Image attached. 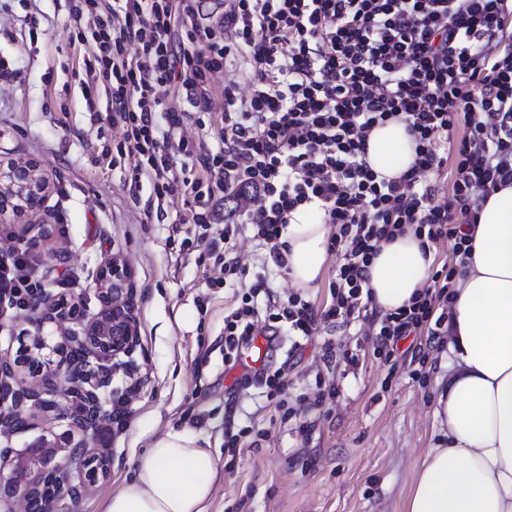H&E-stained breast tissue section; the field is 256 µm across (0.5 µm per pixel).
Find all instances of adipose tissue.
<instances>
[{"instance_id": "ef3b65f1", "label": "adipose tissue", "mask_w": 512, "mask_h": 512, "mask_svg": "<svg viewBox=\"0 0 512 512\" xmlns=\"http://www.w3.org/2000/svg\"><path fill=\"white\" fill-rule=\"evenodd\" d=\"M415 159L402 121L375 127L367 161L400 177ZM315 205L299 206L280 236L284 269L303 288L317 287L328 227ZM472 258L448 305L451 373L436 399L441 441L419 463L403 512H512V184L479 205L468 225ZM433 259L413 230L381 242L368 286L378 308L409 305L427 286ZM199 434L171 429L155 438L104 504V512H208L218 459Z\"/></svg>"}]
</instances>
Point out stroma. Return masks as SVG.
<instances>
[{
	"mask_svg": "<svg viewBox=\"0 0 512 512\" xmlns=\"http://www.w3.org/2000/svg\"><path fill=\"white\" fill-rule=\"evenodd\" d=\"M72 0H0V159L36 163L50 192L35 221L51 231L40 252L46 289L81 303L100 304L94 288L102 262L118 254L133 274L139 345L132 356L139 393L121 427L104 424L94 443L109 466L106 479L72 501L70 512H102L104 500L132 477L153 436L173 427L200 433L219 457L210 512H402L418 460L437 441L436 393L448 381L447 347L426 348L422 335L395 366L373 355L369 321L331 331L318 325L295 351L245 347L224 359V313L239 299L237 286L210 287L216 272L199 249L186 246L172 199L164 218L148 215V181L132 183L129 161L116 146L120 127L89 112L78 74L85 50L75 41ZM243 264L264 266L279 295L296 284L268 261L259 241L242 235ZM357 353L356 365L334 367L327 342ZM282 369L293 383L290 407L301 420H282L264 408L260 367ZM335 388L329 405L307 408L305 397ZM240 437L229 455L227 433Z\"/></svg>",
	"mask_w": 512,
	"mask_h": 512,
	"instance_id": "stroma-1",
	"label": "stroma"
}]
</instances>
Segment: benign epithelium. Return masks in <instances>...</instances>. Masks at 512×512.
<instances>
[{
    "mask_svg": "<svg viewBox=\"0 0 512 512\" xmlns=\"http://www.w3.org/2000/svg\"><path fill=\"white\" fill-rule=\"evenodd\" d=\"M49 189L46 175L30 162L0 161V223L33 215ZM95 293L100 311L90 320L79 310L60 312V297L41 292L28 302L30 329L20 336L23 358L0 356V434L9 437L31 427V417L56 410L61 397L81 396L86 407L69 416L67 429L35 439L21 454L0 451V505L25 502L27 512H66L67 501L107 476L106 462L89 448L106 416L107 398L122 402L134 396L131 387H112L117 370H131L129 358L138 346L131 269L118 255L101 264ZM53 324L67 343L53 341ZM80 438H75V435ZM53 489L48 506L35 507V489Z\"/></svg>",
    "mask_w": 512,
    "mask_h": 512,
    "instance_id": "1",
    "label": "benign epithelium"
}]
</instances>
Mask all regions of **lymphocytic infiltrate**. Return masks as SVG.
Returning a JSON list of instances; mask_svg holds the SVG:
<instances>
[{
    "instance_id": "1",
    "label": "lymphocytic infiltrate",
    "mask_w": 512,
    "mask_h": 512,
    "mask_svg": "<svg viewBox=\"0 0 512 512\" xmlns=\"http://www.w3.org/2000/svg\"><path fill=\"white\" fill-rule=\"evenodd\" d=\"M201 2L74 0L72 16L87 50L83 96L104 92L131 181L149 180L160 216L168 198L181 197L208 258L245 289L224 316L226 353L277 323L308 336L318 322L362 317L376 328L381 362L394 361L411 335L439 343L450 290L471 256L463 227L512 182V43L503 27L512 0H223L209 13ZM240 57L251 67L247 82L215 92L213 76ZM219 97L224 123L212 141L185 139L190 109L213 111ZM391 119L416 143L413 165L396 179L378 177L366 159L369 133ZM241 187L253 193L250 207L219 224L225 195ZM312 202L335 228L328 249L339 257L333 302L320 313L301 293L275 296L232 245L248 233L279 258L292 211ZM408 226L427 247L451 242L452 263L409 307L386 312L373 302L367 268L379 242ZM38 265L30 248L0 264L19 305L43 288Z\"/></svg>"
}]
</instances>
